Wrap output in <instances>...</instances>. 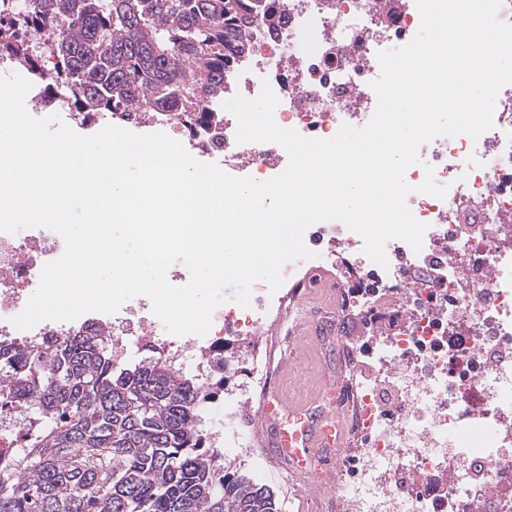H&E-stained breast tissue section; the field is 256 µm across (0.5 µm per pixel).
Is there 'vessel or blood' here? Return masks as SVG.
<instances>
[{
    "label": "vessel or blood",
    "mask_w": 512,
    "mask_h": 512,
    "mask_svg": "<svg viewBox=\"0 0 512 512\" xmlns=\"http://www.w3.org/2000/svg\"><path fill=\"white\" fill-rule=\"evenodd\" d=\"M344 444L342 422L329 393H316L305 409L288 414V429L272 442L276 456L287 460L293 474L318 466L331 451Z\"/></svg>",
    "instance_id": "obj_1"
}]
</instances>
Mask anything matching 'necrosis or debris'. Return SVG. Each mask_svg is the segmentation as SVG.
Wrapping results in <instances>:
<instances>
[{
	"label": "necrosis or debris",
	"mask_w": 512,
	"mask_h": 512,
	"mask_svg": "<svg viewBox=\"0 0 512 512\" xmlns=\"http://www.w3.org/2000/svg\"><path fill=\"white\" fill-rule=\"evenodd\" d=\"M274 25L251 32L252 49L224 72V96L257 97L270 85L276 124L329 139L341 125L366 126L377 106L371 87L378 52L417 34L416 0H279ZM43 110L66 112L83 129L151 127L179 135L193 155L219 159L225 173L266 181L281 171L283 148L238 143L228 112H88L76 100L38 91ZM494 125L478 138L438 136L405 172L407 198L426 224L421 250L385 245L386 265L344 223H314L307 247L339 259L333 306L365 328L341 339L351 377L339 412L348 448L328 491L306 512H512V83L498 92ZM445 197L419 192L426 175ZM63 237L35 227L0 231V337L39 286ZM391 387V402L382 399ZM270 389L266 364L252 361L246 387L228 391L230 424L210 446L255 456L242 408Z\"/></svg>",
	"instance_id": "necrosis-or-debris-1"
}]
</instances>
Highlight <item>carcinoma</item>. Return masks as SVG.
I'll use <instances>...</instances> for the list:
<instances>
[{
	"mask_svg": "<svg viewBox=\"0 0 512 512\" xmlns=\"http://www.w3.org/2000/svg\"><path fill=\"white\" fill-rule=\"evenodd\" d=\"M278 0H43L68 22L52 30L49 85L94 112H216L224 69ZM38 67L23 39L0 30V54ZM89 327L44 355L0 341V417L35 407L16 448H0V512H277L269 488L206 445V397L149 342L118 360Z\"/></svg>",
	"mask_w": 512,
	"mask_h": 512,
	"instance_id": "1",
	"label": "carcinoma"
}]
</instances>
